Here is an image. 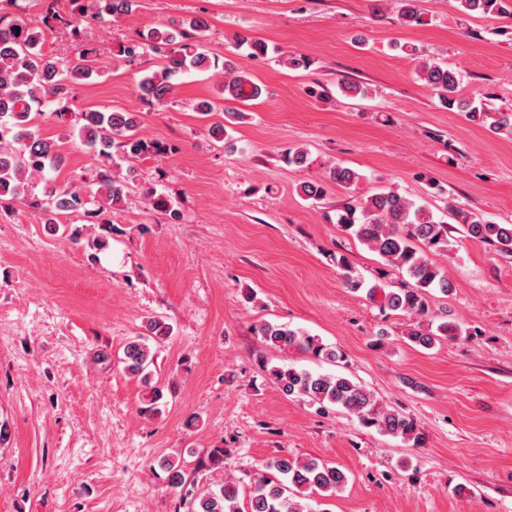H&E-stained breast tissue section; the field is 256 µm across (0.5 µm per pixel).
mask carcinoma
<instances>
[{
  "mask_svg": "<svg viewBox=\"0 0 512 512\" xmlns=\"http://www.w3.org/2000/svg\"><path fill=\"white\" fill-rule=\"evenodd\" d=\"M41 13L33 18L24 14L0 15V201L23 202L45 213V223L55 224L56 211L82 214L87 224H106V214L116 208L134 181V170L122 171V163L146 153L165 155L169 149L145 140L139 132L135 112H102L80 109L75 104V88L95 73L97 49L87 45L74 59L53 57L44 52L46 34L58 26L69 30L74 39L83 36L91 22L108 14L112 17L132 12L136 0H68V12L61 13L60 0H38ZM400 4L397 22L404 27L424 23L421 0H397ZM459 11L466 17L512 13V0H457ZM208 25L192 18L179 23L157 25L119 44L114 57L131 64L143 56L156 57L161 65L137 81V90L146 103L162 106L176 87L175 80L191 71L224 76L219 97L199 101L195 110L202 115L224 113V123L211 127L212 136L223 140L226 125L241 113L233 104L258 99L262 87L229 60H219L207 53L203 37ZM235 49L245 50L251 58L269 54L268 45L248 34L235 36ZM418 78L438 96L448 109L479 119L492 133L512 136V113L491 112L464 99L460 92L458 72L434 59L420 61ZM78 113L74 137L82 148L101 165L96 191L87 192L73 184L58 185L45 177L48 170L61 165L62 155L53 141L43 137L32 114L46 113L61 121ZM41 180L43 194L33 192L32 181ZM360 176L340 163L329 169V181H306L299 193L305 200L321 201L327 194L328 182L350 193V198L336 210V224L351 237L376 253L382 262L408 275L399 288H385L375 283L367 289L370 300L382 295L381 307L408 318L407 338L425 348L442 340L469 336L471 331L448 320V312L433 315L430 297L433 292L448 294L452 284L448 274L428 257L430 253L448 252L450 224L437 218L426 204H416L394 190H381L361 197L354 194ZM148 204L155 211L179 217L175 202L152 189ZM465 236L492 247L503 256H512V224H496L459 209H451ZM344 285L361 290L364 281L355 275L348 256H333ZM256 335L272 349L297 350L328 362L339 353L323 344L316 336L286 325L262 322L255 326ZM121 363L126 373L140 377L149 386L143 400V412L156 411L162 398L161 389L150 385V366L154 355L144 338L129 341L123 348ZM269 376L286 396L300 397L326 411L340 407L354 415L360 424L381 434L400 438L415 445L421 442L416 422L407 414L378 403L364 386L340 374L314 373L293 367H273ZM160 466L167 473L168 484L179 488L185 484L182 467L169 460ZM346 475L335 466L315 458L280 457L262 463L246 500H239L237 482L228 480L217 492L196 496L192 512H325L319 498L341 489Z\"/></svg>",
  "mask_w": 512,
  "mask_h": 512,
  "instance_id": "1",
  "label": "carcinoma"
}]
</instances>
